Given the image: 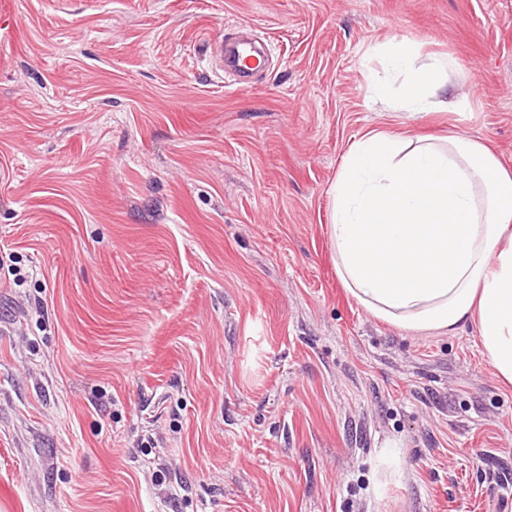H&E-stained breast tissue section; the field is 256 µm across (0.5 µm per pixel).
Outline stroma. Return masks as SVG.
<instances>
[{"instance_id": "obj_1", "label": "stroma", "mask_w": 512, "mask_h": 512, "mask_svg": "<svg viewBox=\"0 0 512 512\" xmlns=\"http://www.w3.org/2000/svg\"><path fill=\"white\" fill-rule=\"evenodd\" d=\"M249 34L250 86L216 70ZM461 112L376 100L391 43ZM370 131L512 170V0H0V512H512V387L336 276Z\"/></svg>"}]
</instances>
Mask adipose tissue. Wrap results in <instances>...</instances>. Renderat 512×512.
Returning <instances> with one entry per match:
<instances>
[{
	"label": "adipose tissue",
	"instance_id": "obj_1",
	"mask_svg": "<svg viewBox=\"0 0 512 512\" xmlns=\"http://www.w3.org/2000/svg\"><path fill=\"white\" fill-rule=\"evenodd\" d=\"M404 76L380 100L445 110L452 60L422 64L413 46L388 49ZM336 275L369 315L429 336L476 326L482 352L512 385V171L481 140L371 132L350 147L328 188Z\"/></svg>",
	"mask_w": 512,
	"mask_h": 512
}]
</instances>
